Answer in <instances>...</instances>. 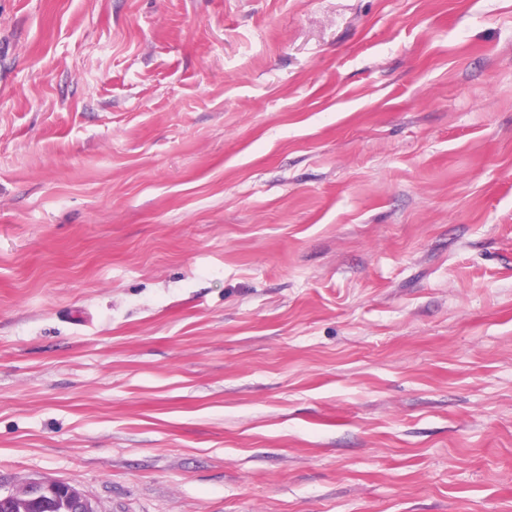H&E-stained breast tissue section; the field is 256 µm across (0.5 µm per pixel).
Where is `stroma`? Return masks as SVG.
I'll list each match as a JSON object with an SVG mask.
<instances>
[{
  "mask_svg": "<svg viewBox=\"0 0 512 512\" xmlns=\"http://www.w3.org/2000/svg\"><path fill=\"white\" fill-rule=\"evenodd\" d=\"M512 512V0H0V489Z\"/></svg>",
  "mask_w": 512,
  "mask_h": 512,
  "instance_id": "1",
  "label": "stroma"
}]
</instances>
